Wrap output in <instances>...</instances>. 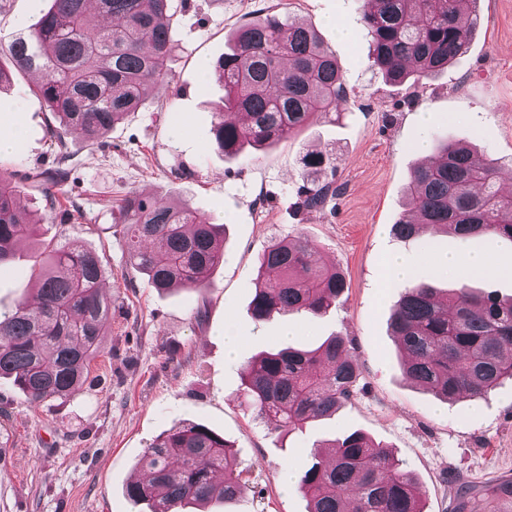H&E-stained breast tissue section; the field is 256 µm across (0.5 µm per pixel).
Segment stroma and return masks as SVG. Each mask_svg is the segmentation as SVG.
<instances>
[{
	"label": "stroma",
	"instance_id": "35a3bbf8",
	"mask_svg": "<svg viewBox=\"0 0 512 512\" xmlns=\"http://www.w3.org/2000/svg\"><path fill=\"white\" fill-rule=\"evenodd\" d=\"M363 3L170 0L176 50L169 84L149 89L143 105L99 146L70 136L76 161L53 210L37 181L54 165L55 119L33 91L37 75L13 70L0 56V68L12 73L11 85L0 89V134L18 125L25 135L17 150L0 152V170L23 186L22 206L54 215L41 225V238L76 241L98 255L103 292L112 299L102 353L77 393L36 405L0 380V512H139L124 493L141 475L137 460L186 419L234 446L246 485L225 512H306L302 494L282 486V470L301 472L316 445L354 430L391 446L418 480L424 512H450L463 482L477 486L465 512H512V497L487 492L512 482V382L483 399L451 402L413 386L389 326L399 291L382 285V259L398 253L412 263L417 281L459 287L454 275L437 273L436 262L468 250L497 265L495 273L469 277V287L512 296V241L441 235L430 243L391 234L420 160L414 143L421 136L432 147L444 138L466 141L479 160L496 165L501 193L512 196V0H467L466 14L478 18L468 50L416 87L389 84L372 67ZM49 6L50 0H0V38L35 26ZM261 11L312 24L351 98L340 105V118H315L270 149L227 156L214 148L212 133L224 87L205 79L198 62L220 59L235 30ZM343 28L351 39L340 36ZM314 149L335 153L339 191L324 208L299 213L293 204L301 158ZM134 189L189 204L224 225V262L210 288L161 292L132 268L119 218ZM278 238L307 240L324 265L343 274L347 287L327 313L252 320L258 259ZM33 253L24 240L0 265L1 313L33 299ZM228 324L243 338L235 361L224 353ZM288 324L296 335L282 336ZM333 335L346 339L358 367L353 396L303 431L271 432L241 402V361L271 348L314 347Z\"/></svg>",
	"mask_w": 512,
	"mask_h": 512
}]
</instances>
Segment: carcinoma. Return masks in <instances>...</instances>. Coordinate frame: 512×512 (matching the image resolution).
<instances>
[{
	"label": "carcinoma",
	"mask_w": 512,
	"mask_h": 512,
	"mask_svg": "<svg viewBox=\"0 0 512 512\" xmlns=\"http://www.w3.org/2000/svg\"><path fill=\"white\" fill-rule=\"evenodd\" d=\"M36 27L0 40V55L23 71L42 73L36 93L57 119L51 136L57 167L41 192L54 209L68 175L69 135L98 145L140 108L150 87L169 83L174 52L169 0H97L111 24L89 25V0H50ZM462 0H370L363 23L373 66L391 84L418 83L466 52L473 24L460 17ZM224 98L213 133L224 155L261 149L330 116L347 99L336 60L314 27L291 18L259 16L234 37L216 66ZM303 184L295 204L323 208L336 196L330 151L302 157ZM22 186L0 172V264L20 241L38 245L37 300L0 316V379L33 403L67 399L89 379L100 353V330L112 314L102 293L98 256L71 242L44 243L20 206ZM405 213L393 224L398 239L495 234L512 241V196H503L496 170L480 164L466 144L444 140L434 159L415 166ZM128 261L158 290L200 291L224 261V225L191 208L128 192L120 207ZM249 305L256 322L275 313L322 315L344 292L336 268L320 264L298 239L274 240L263 252ZM407 354L406 379L446 401L483 397L512 380V297L478 295L463 284L442 299L425 283L404 287L390 317ZM245 403L274 430L288 434L326 418L348 401L358 378L342 336L312 349L263 351L241 368ZM332 458L317 453L300 478L308 512H423L418 483L396 466L387 446L360 432L333 441ZM150 479L126 486L147 512H209L212 503L242 491L234 451L209 427L188 421L157 438L139 460Z\"/></svg>",
	"instance_id": "obj_1"
}]
</instances>
